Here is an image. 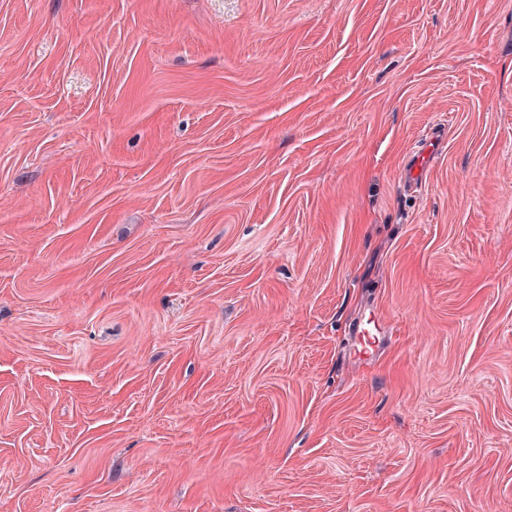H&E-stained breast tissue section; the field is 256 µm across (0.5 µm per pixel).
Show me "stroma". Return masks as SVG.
<instances>
[{
    "mask_svg": "<svg viewBox=\"0 0 512 512\" xmlns=\"http://www.w3.org/2000/svg\"><path fill=\"white\" fill-rule=\"evenodd\" d=\"M0 512H512V0H0ZM444 129L437 128L412 153L401 170L400 179L410 189L417 190L427 182L430 171V158L443 143Z\"/></svg>",
    "mask_w": 512,
    "mask_h": 512,
    "instance_id": "35a3bbf8",
    "label": "stroma"
}]
</instances>
